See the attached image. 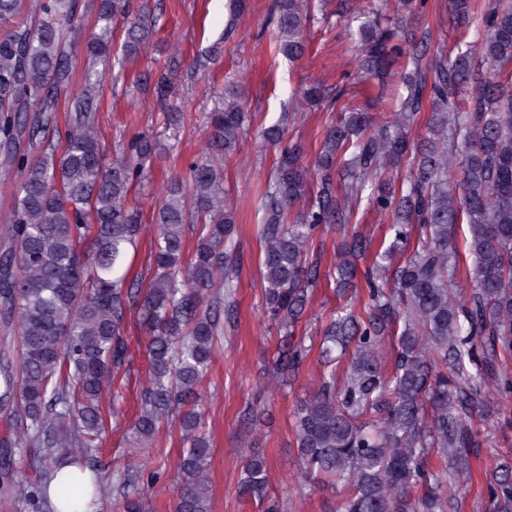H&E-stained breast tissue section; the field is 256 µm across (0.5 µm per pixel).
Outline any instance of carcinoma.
<instances>
[{"label": "carcinoma", "instance_id": "1", "mask_svg": "<svg viewBox=\"0 0 512 512\" xmlns=\"http://www.w3.org/2000/svg\"><path fill=\"white\" fill-rule=\"evenodd\" d=\"M129 0H94L99 32L85 44L82 85L70 89L64 61L65 35L80 28L82 0H35V18L23 16L25 0H0V146L22 174L8 224L0 234V312L16 322L15 360L0 364V512H57L48 485L65 464L85 480V512L105 496L97 460L105 432L101 399L129 355L125 314L137 308L146 331L149 386L134 423L138 441L149 442L174 411L185 448L177 464L181 489L175 512H210L207 469L210 443L194 408L199 386L224 333L221 310H233L236 265L229 243L236 212L224 201V159L242 138L248 113L238 90L228 87L207 121V152L191 162L187 179L173 180L153 211L156 235L150 247L152 277L142 289L128 282L143 230L142 213L127 197L142 162L160 150L141 135L107 164L94 116L98 109L97 65L112 56L117 17ZM457 27L471 22V0H454ZM480 40L452 55L438 50L423 64L410 58L407 96L375 125L357 105L343 104L344 119L326 129L316 165L320 179L310 192L301 147L288 148L260 194L264 244L262 276L268 313L283 327L297 325L306 304V284L317 266L307 262L311 232L322 224L352 223L360 208L389 219L390 250L413 251L393 277L376 266L367 275L369 311H336L322 333L321 357L328 367L320 388L296 414L297 451L305 477L345 489L339 512H448L457 498L454 482L469 473L474 447L471 410L488 384L512 393V372L496 357L512 354V0L480 7ZM310 22L308 0H277L279 51L304 54ZM356 59L361 76L399 63L401 31L366 23ZM137 23L125 30L124 56L140 53ZM430 70L433 78L426 76ZM482 73L473 91H462ZM345 90L321 84L305 91L307 102L336 104ZM64 108H59V102ZM63 111L60 151L38 152L42 118ZM429 113L423 117V113ZM425 123L417 143L409 132ZM25 135L28 150L14 146ZM407 166L400 186L380 173ZM457 171L458 176L449 175ZM349 179L337 191L334 175ZM309 206L294 221L288 215L302 198ZM467 224V268L450 249L451 230ZM201 225L192 251L189 226ZM370 243L353 233L342 246L336 282L347 288L356 276L354 258ZM468 295L455 291L461 275ZM216 288L218 292L207 296ZM397 337L400 348L390 372L382 367V342ZM485 353L476 357V345ZM306 354L295 349L276 361L280 373L297 372ZM347 359L336 377V364ZM40 448L39 476L14 479L6 449ZM437 449L452 468L429 467ZM267 463L247 459L240 485L264 498ZM490 512H512V466L495 468L486 484Z\"/></svg>", "mask_w": 512, "mask_h": 512}]
</instances>
